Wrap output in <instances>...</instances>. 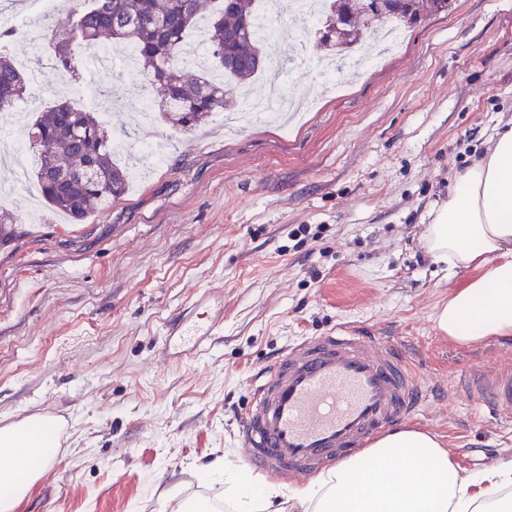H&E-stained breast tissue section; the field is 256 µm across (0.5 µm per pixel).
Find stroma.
<instances>
[{
  "mask_svg": "<svg viewBox=\"0 0 512 512\" xmlns=\"http://www.w3.org/2000/svg\"><path fill=\"white\" fill-rule=\"evenodd\" d=\"M256 79L311 99L289 125L234 101L233 131L217 114L197 130L155 121L163 161L142 167L131 111L152 87L113 55L83 74L110 86L92 101L116 158L140 169L126 194L82 222L43 208L23 238L0 245V425L61 419L54 464L18 512H160L170 490L202 512H230L224 486L203 478L236 446L250 385L288 345L339 324L394 337L427 387L410 428L440 438L461 472L512 457V424L459 396V374L512 345H459L434 324L459 282L420 237L448 181L512 120V0H455L406 30L357 78L323 83L315 25L273 16ZM26 113L75 100L47 66ZM201 309L223 315L208 361L182 363L169 324ZM170 359H163L162 349Z\"/></svg>",
  "mask_w": 512,
  "mask_h": 512,
  "instance_id": "1",
  "label": "stroma"
}]
</instances>
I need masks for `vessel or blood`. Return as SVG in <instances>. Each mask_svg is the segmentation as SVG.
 <instances>
[{"label": "vessel or blood", "instance_id": "vessel-or-blood-1", "mask_svg": "<svg viewBox=\"0 0 512 512\" xmlns=\"http://www.w3.org/2000/svg\"><path fill=\"white\" fill-rule=\"evenodd\" d=\"M182 317L173 323L190 360L207 357L221 333ZM465 392L499 416L512 417V365H482L461 379ZM423 383L402 343L352 325L286 347L251 388L238 441L245 462L268 479L304 482L369 446L421 405Z\"/></svg>", "mask_w": 512, "mask_h": 512}]
</instances>
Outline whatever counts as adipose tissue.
Masks as SVG:
<instances>
[{"label": "adipose tissue", "mask_w": 512, "mask_h": 512, "mask_svg": "<svg viewBox=\"0 0 512 512\" xmlns=\"http://www.w3.org/2000/svg\"><path fill=\"white\" fill-rule=\"evenodd\" d=\"M422 241L449 275H467L436 309L439 333L463 345L512 343V122L455 174ZM56 455L49 420L0 430V512H15ZM223 473L236 512H512V459L465 476L436 436L413 428L381 435L294 496L243 470Z\"/></svg>", "instance_id": "1"}]
</instances>
